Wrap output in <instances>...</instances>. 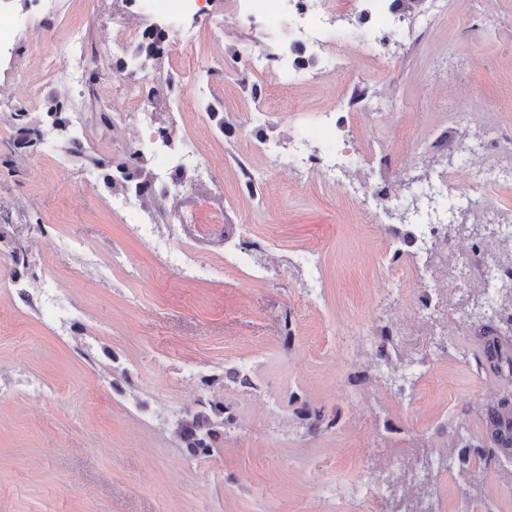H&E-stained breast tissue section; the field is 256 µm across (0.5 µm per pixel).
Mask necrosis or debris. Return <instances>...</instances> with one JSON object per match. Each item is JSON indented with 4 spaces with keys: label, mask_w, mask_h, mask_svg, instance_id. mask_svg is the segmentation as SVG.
Masks as SVG:
<instances>
[{
    "label": "necrosis or debris",
    "mask_w": 512,
    "mask_h": 512,
    "mask_svg": "<svg viewBox=\"0 0 512 512\" xmlns=\"http://www.w3.org/2000/svg\"><path fill=\"white\" fill-rule=\"evenodd\" d=\"M338 9L337 0H224L223 9L209 16L211 29L216 34L229 24L248 30L261 41L287 35V49L273 56L250 52L239 72L241 79H249L256 72L271 71L277 74L279 84H289L297 76L298 53L312 49L322 53L327 73L337 81L346 82L351 76L345 53L347 43L330 38L332 31L340 27ZM86 42V31H71L65 63L59 65L51 60L45 63L53 80L75 90L85 84L88 74L106 75L109 69L107 50L87 52ZM170 92L169 82L161 71L146 70L140 83L124 84L122 92L113 97L112 109L127 120L134 150L162 148L157 107L168 100ZM290 118L298 125L310 127L311 136H297L283 145L265 144L266 165L257 171V178L266 180L268 172L278 168L283 157L288 156L294 159L295 168L301 174L318 178L357 200L376 234L387 232L382 222L385 214L404 209L415 217L412 245L415 251L425 254L418 281L425 290L426 301L418 318L420 324L431 327L434 341H443L446 336L436 325L439 305L448 307L449 322L465 327L470 319L465 302L472 292L493 299L502 285L512 283V263L498 266L488 263L490 240L473 237L464 229L453 235L448 232L456 211L470 209L483 201L493 186L512 183V167L502 166L493 154L484 150L479 154L478 164L468 172H437L425 182V192L419 196L413 188L401 187L400 170L396 167L383 183L362 185L349 177L350 161L355 153L352 144L336 143L328 154L310 147L309 137L329 138L330 114L294 112ZM178 171L193 172L203 183L216 184L223 179L222 170L204 162L199 151L192 148L183 151L173 162L155 167L151 173L153 191L170 193ZM139 230L160 266L170 275L198 269L199 263L190 249L154 237L151 225H140Z\"/></svg>",
    "instance_id": "4bbe7bcc"
}]
</instances>
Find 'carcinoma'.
Here are the masks:
<instances>
[{"label": "carcinoma", "mask_w": 512, "mask_h": 512, "mask_svg": "<svg viewBox=\"0 0 512 512\" xmlns=\"http://www.w3.org/2000/svg\"><path fill=\"white\" fill-rule=\"evenodd\" d=\"M10 120L16 128L13 146L17 149L32 150L39 142V130L29 125L28 113L13 112ZM144 159L137 153H129L119 163H105L103 182L106 187L116 190L126 188L141 193L149 186L150 175L142 165ZM473 316L480 335L479 352L474 355L476 367L498 377L504 384H512V288L503 287L498 294L497 307L476 305ZM230 381L241 386L251 384L249 373L236 369L224 377L208 376L202 378L207 387L221 385ZM228 407L217 398L202 404V409L188 413L176 422L175 433L183 446L193 456L210 455L222 430L231 423L232 418L225 415ZM297 417L306 422L311 429L331 428L335 420L326 417L320 409L303 404L296 411ZM483 433L480 442L473 443L463 436L461 459L466 466L477 465L486 470L498 466L504 459L512 460V395L506 394L490 404L482 418Z\"/></svg>", "instance_id": "cac0c4a2"}]
</instances>
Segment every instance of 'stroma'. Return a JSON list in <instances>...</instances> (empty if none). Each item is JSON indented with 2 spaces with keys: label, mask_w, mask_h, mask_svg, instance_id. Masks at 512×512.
<instances>
[{
  "label": "stroma",
  "mask_w": 512,
  "mask_h": 512,
  "mask_svg": "<svg viewBox=\"0 0 512 512\" xmlns=\"http://www.w3.org/2000/svg\"><path fill=\"white\" fill-rule=\"evenodd\" d=\"M463 2L447 0L422 39L370 51L359 42V0L349 17L352 85L315 66L291 84L288 96L303 111L350 115L335 136L355 141L359 179L383 182L392 164L407 178L453 170L459 143L481 141L484 124L512 134V0H488L469 25L458 20ZM111 12L107 0H0V20L18 23L0 49V217L10 224L0 257L22 244L29 263L21 278L27 300L0 287V512H362L358 486L386 483L366 448L385 449L421 476L412 502L420 512H466L468 486L453 481L455 431L479 436L486 407L502 392L497 377L475 367L477 328L449 336L444 353L427 331L402 337L398 352L418 380L408 400L395 398L390 367L367 361L375 347L361 336H379L390 309L414 321L422 291L404 241L410 227L396 219L387 237L374 235L340 191L297 172H273L264 186L243 182L241 166L265 164L258 143L296 132L272 96L273 74L238 77L251 34L227 28L218 48L203 28L193 64L168 56L154 63L175 83L159 113L160 123L175 118L181 126L174 152L196 147L224 170L219 191L185 177L183 200L165 220L149 206L110 207L98 162L127 153L96 121L112 81L88 82L69 99L91 119L82 153L58 137L33 151L10 146V113L23 108L32 125L48 124L57 88L40 59H65L73 28L99 46ZM373 100L399 110L366 138L353 115ZM460 110L477 113L478 124L449 122ZM216 220L234 230L247 225L248 264L225 269L224 238L208 230ZM150 222L210 264L211 279L157 271L134 230ZM393 249L399 293L384 289L378 262ZM304 252L316 260L318 289L291 263ZM278 257L288 269L260 278L266 260ZM340 332L358 340L353 361L336 359ZM287 341L295 353L285 361ZM240 366L250 385L219 393L233 425L211 457L190 455L174 421L187 399L211 398L202 377ZM294 394L336 418V427L302 425ZM468 478L480 485L486 512H512V473L492 467Z\"/></svg>",
  "instance_id": "1"
}]
</instances>
